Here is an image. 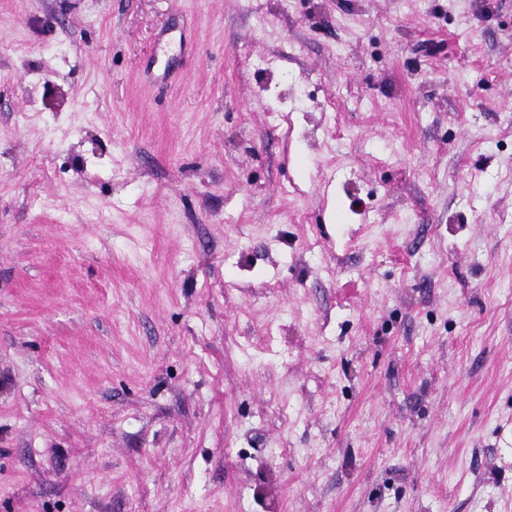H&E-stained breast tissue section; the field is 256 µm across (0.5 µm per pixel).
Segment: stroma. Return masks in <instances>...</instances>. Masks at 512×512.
Wrapping results in <instances>:
<instances>
[{"label":"stroma","mask_w":512,"mask_h":512,"mask_svg":"<svg viewBox=\"0 0 512 512\" xmlns=\"http://www.w3.org/2000/svg\"><path fill=\"white\" fill-rule=\"evenodd\" d=\"M0 512H512V0H0Z\"/></svg>","instance_id":"35a3bbf8"}]
</instances>
